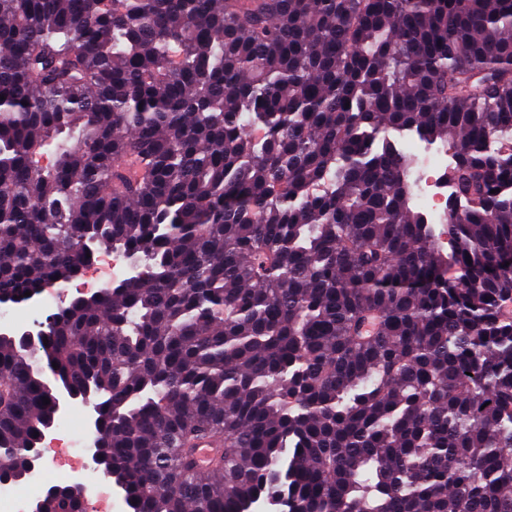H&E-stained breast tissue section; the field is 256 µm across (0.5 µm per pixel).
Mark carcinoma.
Masks as SVG:
<instances>
[{"label":"carcinoma","mask_w":512,"mask_h":512,"mask_svg":"<svg viewBox=\"0 0 512 512\" xmlns=\"http://www.w3.org/2000/svg\"><path fill=\"white\" fill-rule=\"evenodd\" d=\"M407 135L457 153L448 255ZM510 139L512 0H0V300L141 259L0 333V469L48 368L132 512H512ZM47 391L52 400L56 405L57 411H61L63 409H79V408H90V416H89V443L86 448V445L83 447V453L86 458V461L95 468H99L101 462L100 456V446H101V421L98 414V406L95 402L90 398V395H85V397L79 398L76 397L70 389L63 387L53 389L47 383ZM90 456V459L86 453V450ZM91 460V461H90ZM95 465H93V464Z\"/></svg>","instance_id":"obj_1"}]
</instances>
